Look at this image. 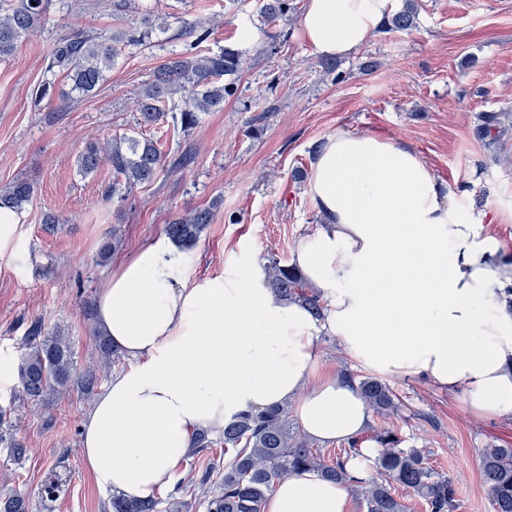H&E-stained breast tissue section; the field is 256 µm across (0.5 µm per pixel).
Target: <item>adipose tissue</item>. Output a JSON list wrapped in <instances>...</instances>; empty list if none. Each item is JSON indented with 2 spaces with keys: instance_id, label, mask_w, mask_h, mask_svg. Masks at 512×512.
<instances>
[{
  "instance_id": "ef3b65f1",
  "label": "adipose tissue",
  "mask_w": 512,
  "mask_h": 512,
  "mask_svg": "<svg viewBox=\"0 0 512 512\" xmlns=\"http://www.w3.org/2000/svg\"><path fill=\"white\" fill-rule=\"evenodd\" d=\"M395 0H307L300 40L323 56L368 42ZM308 192L323 222L293 262L320 316L272 294L259 268L173 281L177 248L136 250L97 294V324L129 360L84 414L81 456L96 487L147 500L171 487L202 431L235 413L294 403L317 443L358 439L371 414L355 382L325 371L322 337L382 378L426 379L485 420L512 419V259L486 213L410 145L375 134L328 138ZM262 512H353L348 484L301 472Z\"/></svg>"
}]
</instances>
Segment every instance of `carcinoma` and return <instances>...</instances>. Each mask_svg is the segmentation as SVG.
Listing matches in <instances>:
<instances>
[{"label":"carcinoma","mask_w":512,"mask_h":512,"mask_svg":"<svg viewBox=\"0 0 512 512\" xmlns=\"http://www.w3.org/2000/svg\"><path fill=\"white\" fill-rule=\"evenodd\" d=\"M53 6V0H14L8 7L0 6V59L16 53L22 41L42 29ZM140 26L115 30L103 38L96 33L76 29L56 44L45 68V80L38 89L44 99L54 90L56 76L63 75L70 83V95L82 98L94 93L105 73L119 55L122 46L151 43L153 37L168 30L166 17L155 10L151 0L137 6ZM292 9L289 0H267L263 19L275 28ZM210 29L201 21L185 20L181 36L189 39L186 52L171 51L167 61L158 67L137 95L135 125L154 126L172 119L173 126L189 133L209 112L224 108V99L233 95L230 77L243 67L242 54L229 46L206 55H187L208 40ZM180 98L178 111L168 113L169 103ZM195 156L186 151L171 160L154 142L126 133H115L105 146L88 143L77 157L81 175L89 176L101 164L112 168V197L123 201L139 185L152 182L165 165L185 169ZM33 184L17 179L0 191V207L17 211L30 203ZM215 200L207 208L179 216L165 226V234L179 248L192 247L211 223ZM266 283L279 297L299 298L311 312L321 314L320 296L306 289L296 268L275 257L265 264ZM28 352L19 367L23 397L39 402L46 396L69 386L90 395L97 384L92 373L75 372L72 351L67 339L45 331L41 321L32 322L24 336ZM103 363L110 366L119 361L118 352L109 339L94 336ZM358 389L369 407L378 414L399 410L401 403L385 382L365 377ZM224 452L233 456L224 466L212 465L200 476L207 484L219 475L215 492L208 498L207 512H261L262 503L276 480L302 471H313L336 481H350L344 465L358 451L353 443L336 454L331 462L314 453L288 417V407L277 406L260 411L234 414L224 422ZM382 450L374 462L375 475L368 482L351 484V489L365 503L366 512H405V506L394 492L396 486L411 491L424 505L425 512H455L456 490L453 480L436 472L419 448L401 447V439L389 428L377 435ZM482 471L488 498L494 512H512V448H485L481 453ZM112 512H160L154 499L137 500L123 495L112 497ZM32 502L22 495L0 498V512H32Z\"/></svg>","instance_id":"obj_1"}]
</instances>
